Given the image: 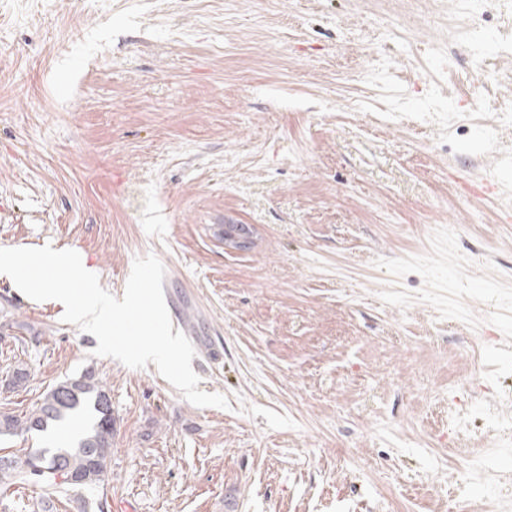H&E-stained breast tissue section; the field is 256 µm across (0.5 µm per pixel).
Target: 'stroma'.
<instances>
[{"label": "stroma", "instance_id": "obj_1", "mask_svg": "<svg viewBox=\"0 0 512 512\" xmlns=\"http://www.w3.org/2000/svg\"><path fill=\"white\" fill-rule=\"evenodd\" d=\"M509 209L512 0H0V248L156 255L229 401L0 278V413L89 371L115 423L0 512H512Z\"/></svg>", "mask_w": 512, "mask_h": 512}]
</instances>
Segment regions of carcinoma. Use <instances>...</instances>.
I'll return each instance as SVG.
<instances>
[{
  "instance_id": "carcinoma-1",
  "label": "carcinoma",
  "mask_w": 512,
  "mask_h": 512,
  "mask_svg": "<svg viewBox=\"0 0 512 512\" xmlns=\"http://www.w3.org/2000/svg\"><path fill=\"white\" fill-rule=\"evenodd\" d=\"M90 409L93 423L70 443L49 448L39 462L42 472L27 466L33 452L9 456L10 465L0 464V483L34 485L48 495L65 487L94 490L104 482L101 468L110 462L114 424L109 393L105 386L84 372L68 377L48 390L31 412L19 416L0 414V437L21 433H43Z\"/></svg>"
}]
</instances>
